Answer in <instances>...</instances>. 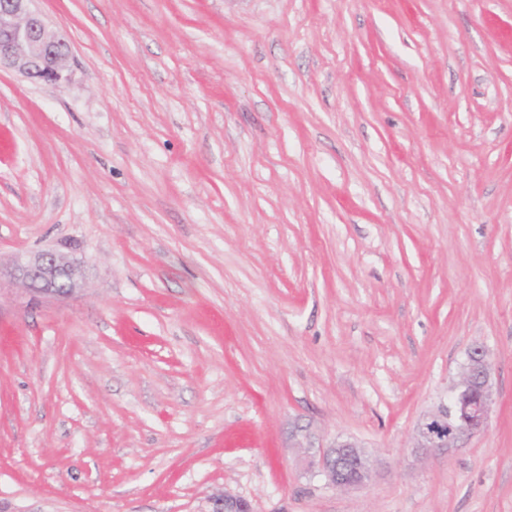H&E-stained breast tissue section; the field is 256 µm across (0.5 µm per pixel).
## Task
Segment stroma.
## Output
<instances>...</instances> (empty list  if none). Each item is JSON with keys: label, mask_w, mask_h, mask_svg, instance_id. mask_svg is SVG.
Instances as JSON below:
<instances>
[{"label": "stroma", "mask_w": 512, "mask_h": 512, "mask_svg": "<svg viewBox=\"0 0 512 512\" xmlns=\"http://www.w3.org/2000/svg\"><path fill=\"white\" fill-rule=\"evenodd\" d=\"M34 6L71 55L0 71V512H512V0ZM45 250L72 297L10 277ZM475 345L487 431L416 457ZM362 448L356 442L336 439L327 448H319L318 454H306L304 462L308 469H317L331 488L359 489L374 475V464ZM211 509L209 512H252V506L244 498L224 492L210 498Z\"/></svg>", "instance_id": "35a3bbf8"}]
</instances>
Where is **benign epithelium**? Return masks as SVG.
Wrapping results in <instances>:
<instances>
[{"label":"benign epithelium","mask_w":512,"mask_h":512,"mask_svg":"<svg viewBox=\"0 0 512 512\" xmlns=\"http://www.w3.org/2000/svg\"><path fill=\"white\" fill-rule=\"evenodd\" d=\"M33 0H0V69H13L26 78L58 84L66 80L70 56L68 41L52 29L42 16L31 10ZM14 276L30 291L51 297H67L78 288L73 267L55 251H45L14 268ZM491 362L485 347L467 352L460 379L448 396L440 399L416 430L414 452L428 455L448 453L464 447L484 432L493 404ZM309 469L324 476L334 489H359L374 475L362 446L350 440H336L313 455H305ZM209 512H252L244 498L228 493L210 498Z\"/></svg>","instance_id":"7a95c632"}]
</instances>
